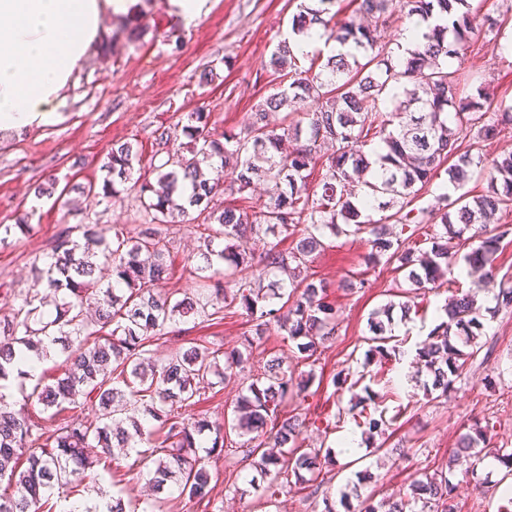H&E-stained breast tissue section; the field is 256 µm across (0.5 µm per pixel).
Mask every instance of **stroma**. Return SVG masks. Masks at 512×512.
<instances>
[{"label":"stroma","instance_id":"1","mask_svg":"<svg viewBox=\"0 0 512 512\" xmlns=\"http://www.w3.org/2000/svg\"><path fill=\"white\" fill-rule=\"evenodd\" d=\"M297 0H207L206 12L193 25L178 16L171 0H143L136 23L138 42L114 39L122 19L106 17L103 47L86 57L63 92L64 101L45 121L0 131V224L15 223L28 214V234H16L0 245V318L13 315L20 290L33 287L34 266L45 263L51 243L64 224H78L82 215L67 212L49 197H36L38 184L55 177L58 185L101 183V164L113 142L137 139L150 152L151 133L175 123L181 113L206 105L216 134H229L248 122L253 106L277 92L280 80L268 62L278 43L291 35ZM481 11L502 22L493 29L476 20L475 33L462 58L451 60L468 78L467 93L483 90L512 106V0H484ZM213 70L210 83L203 71ZM197 235L184 226L174 235L164 289L194 292L199 286L193 270L199 263ZM369 251L365 235L329 238L310 265L314 278L329 285L336 307L335 336L320 349L315 365L322 381L310 384L303 400H290L307 414L302 437L309 448H338L347 435L360 437L358 456L336 457L325 480L335 512L358 507L359 496L396 498L405 494L420 461L432 468H453V500L457 512H501L498 492H478L463 481L464 460L452 455L460 433L474 423H489L490 447L512 448V309L484 319L478 342L484 354L457 379L448 396L431 398L426 371H405V354L415 352L438 321L437 307L445 296L420 294L419 310L395 330L402 352L385 363H366L367 318L398 290L404 278L379 261L366 268ZM364 273V287L350 292L341 284ZM251 323L245 312L227 315L205 327L193 320L180 324L152 350L157 360L172 352L205 345L228 351L239 346ZM348 369L354 389L335 392L332 377ZM372 393L382 411L381 433H369L360 422L358 396ZM216 483L214 506L220 512H323L321 497L291 488L273 506L260 504L250 486L253 470L239 458L213 457L207 462ZM238 474L237 491L225 488L226 471ZM370 480L359 481L361 472Z\"/></svg>","mask_w":512,"mask_h":512}]
</instances>
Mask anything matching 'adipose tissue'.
Instances as JSON below:
<instances>
[{
  "label": "adipose tissue",
  "mask_w": 512,
  "mask_h": 512,
  "mask_svg": "<svg viewBox=\"0 0 512 512\" xmlns=\"http://www.w3.org/2000/svg\"><path fill=\"white\" fill-rule=\"evenodd\" d=\"M127 0H0V130L57 111L62 92Z\"/></svg>",
  "instance_id": "adipose-tissue-1"
}]
</instances>
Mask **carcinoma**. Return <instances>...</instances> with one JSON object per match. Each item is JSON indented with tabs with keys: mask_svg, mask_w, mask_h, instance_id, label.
I'll use <instances>...</instances> for the list:
<instances>
[{
	"mask_svg": "<svg viewBox=\"0 0 512 512\" xmlns=\"http://www.w3.org/2000/svg\"><path fill=\"white\" fill-rule=\"evenodd\" d=\"M338 2L300 0L292 33L318 24L327 39L351 50L333 51L317 72L301 71L289 40L279 42L269 67L289 82L255 105L240 132L216 136L211 113L199 106L152 132L155 180L133 178L143 156L142 145L134 140L112 145L101 165L107 172L101 188L91 182L72 187L101 203L133 196L138 223L111 227L88 213L85 222L67 224L56 234L50 261L35 272L42 290L21 295L12 317L0 318V381L22 376L19 365L31 353L43 361L60 354V372L50 377L41 371L25 401L34 399L44 411L59 412L92 396L97 423L46 430L0 392V482H7L0 492V512H77L49 500L56 488L100 483L88 453L94 446L99 459L108 463L132 453L139 463L149 460L152 466L143 476L155 492L173 484L209 512L211 475L199 455L200 437L207 431L214 434L208 454H240L265 481L260 495L264 504L274 503L292 482L319 493L325 484L322 468L333 459L319 448L303 447L300 415L284 413L288 400L301 396L315 380L314 372L297 380L280 357L269 360L257 378L243 372L253 344L273 324L296 342V364L304 366L335 334L329 285L308 274L313 254L324 249L329 235L368 234L366 262L371 265L386 255L395 264L393 271L404 273L410 284L401 291L403 300L370 314L367 358L388 353L393 311L398 308L407 317L415 307L414 291L448 285V274L461 261L481 272V291L493 296L495 306H483L475 292L449 300L440 307L442 320L418 347L432 390L443 396L480 352L477 337L484 314L512 309V286L497 279L495 268L512 228L492 225L497 213L512 208V153L474 156L457 147L459 137L472 131L480 144L512 126V107L494 103L483 91L464 101L457 98L462 72L450 68L448 60L466 50L477 8L472 0H349L350 15L338 20L330 13ZM365 16H416L428 33L402 53H376L377 26L360 22ZM391 90L398 106L383 112L379 104ZM451 108L458 109L454 126L449 123ZM179 131L189 139L182 154L172 149ZM319 166L325 173L312 189L309 177ZM475 167L486 175V193L460 194L452 211L446 193L429 209L409 207L440 169L460 190ZM255 179L273 186L259 210L212 206L214 197L240 191ZM386 196L389 200L381 201ZM395 203V223L410 239L420 234L429 238L431 246L395 249L388 225L362 219L364 210ZM174 224L196 229L203 260L196 267L203 288L181 298L175 290L157 289L168 270ZM432 224L442 231L426 232ZM31 230L25 215L16 224L0 225V242L16 231ZM259 233L276 239L292 235L293 246L286 251L272 242L256 260L249 243ZM463 239L471 245L465 253L453 244ZM249 268L255 269L251 277L240 276ZM270 275L275 280L264 284ZM285 279L291 284L287 294L282 292ZM46 296L53 298L55 314L35 321L32 316ZM275 298L282 300L278 308L270 304ZM236 303L252 322L243 349L221 354L193 346L159 364L153 359V342L185 318L220 322ZM46 339L54 345L50 352ZM221 355L225 369L241 374L245 390L229 426L185 415L212 388L209 376L219 373ZM147 416L157 421L151 430L141 422ZM487 430L486 425L468 427L458 438L457 455L483 460L479 448ZM233 433L248 440L239 444L231 439ZM493 457L505 468L501 481L512 479V448H496ZM112 487L116 491L102 497L103 508L96 512H165L163 498L143 507L117 482ZM452 491L448 475L424 472L413 480L410 494L378 502L368 496L359 512H455Z\"/></svg>",
	"mask_w": 512,
	"mask_h": 512,
	"instance_id": "obj_1",
	"label": "carcinoma"
}]
</instances>
